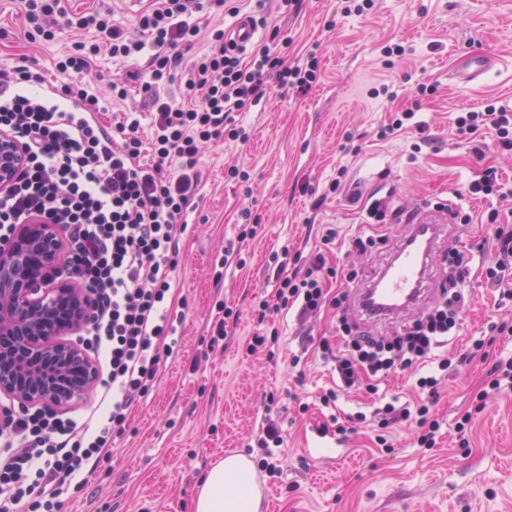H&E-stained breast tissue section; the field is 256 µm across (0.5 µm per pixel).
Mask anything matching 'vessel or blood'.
<instances>
[{
  "label": "vessel or blood",
  "instance_id": "vessel-or-blood-1",
  "mask_svg": "<svg viewBox=\"0 0 512 512\" xmlns=\"http://www.w3.org/2000/svg\"><path fill=\"white\" fill-rule=\"evenodd\" d=\"M496 65L494 58L473 54L457 59V74L463 82H478ZM440 233L429 212H422L418 224L395 251L392 260L372 280L377 289L378 308L368 310L371 318L410 309L424 293Z\"/></svg>",
  "mask_w": 512,
  "mask_h": 512
}]
</instances>
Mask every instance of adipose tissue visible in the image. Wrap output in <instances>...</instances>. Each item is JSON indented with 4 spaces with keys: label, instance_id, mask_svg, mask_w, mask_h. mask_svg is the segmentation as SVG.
Wrapping results in <instances>:
<instances>
[{
    "label": "adipose tissue",
    "instance_id": "1",
    "mask_svg": "<svg viewBox=\"0 0 512 512\" xmlns=\"http://www.w3.org/2000/svg\"><path fill=\"white\" fill-rule=\"evenodd\" d=\"M261 489L252 462L229 455L204 474L194 500V512H259Z\"/></svg>",
    "mask_w": 512,
    "mask_h": 512
}]
</instances>
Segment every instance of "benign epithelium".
Masks as SVG:
<instances>
[{"label": "benign epithelium", "instance_id": "obj_1", "mask_svg": "<svg viewBox=\"0 0 512 512\" xmlns=\"http://www.w3.org/2000/svg\"><path fill=\"white\" fill-rule=\"evenodd\" d=\"M23 161L20 145L0 133V187ZM60 255L56 225L40 220L0 245V394L21 404H70L98 377L91 357L67 339L89 319L84 289L66 280L41 287Z\"/></svg>", "mask_w": 512, "mask_h": 512}]
</instances>
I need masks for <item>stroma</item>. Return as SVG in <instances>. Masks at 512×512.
Here are the masks:
<instances>
[{"instance_id": "35a3bbf8", "label": "stroma", "mask_w": 512, "mask_h": 512, "mask_svg": "<svg viewBox=\"0 0 512 512\" xmlns=\"http://www.w3.org/2000/svg\"><path fill=\"white\" fill-rule=\"evenodd\" d=\"M150 3L64 0L67 12L95 9L127 30ZM238 6L241 15L265 17L256 39L276 35L287 60L315 53L319 79L304 91L270 87L260 105L237 116L249 134L246 143L220 139L203 149L171 303L173 315L183 319L180 356L161 367L148 399L133 407L86 488L72 493L61 512H193L197 483L212 461L241 454L259 466L256 439L269 418L279 423L284 443L274 450L279 473L260 467L257 472L260 512H512V394L489 396L476 409L474 398L484 385L481 364L451 371L442 383L434 409L441 423L435 447H418L409 425L394 429L388 446H379L370 426L359 422L340 442L321 436L319 425L333 415L344 423L368 411L377 393L359 386L324 405L336 374L321 359L318 343L333 338L335 309L304 319L291 311L262 323L252 314L255 297L272 295L279 286L274 254L287 247L311 256L322 226L331 224L338 238L329 266L358 273L346 301L350 314L373 335L399 332L400 323L362 316L357 294L390 260L419 206L431 202L472 213L476 221L443 224L416 314L436 301L449 252L465 247L472 258L464 285L470 300L448 352L465 349L491 324H512V301L500 300L482 273L490 258L482 243L494 230L477 218L498 201L462 194L490 165L512 186V151L500 149L494 130L485 129L479 135L485 155L476 157L454 124L459 113L492 102L512 109V0H373L367 13L348 17L336 0H304L297 10L283 0H238ZM188 20L200 33L184 50L174 83L164 89L175 99L194 61L208 52L211 31L235 24L234 17L209 7ZM54 32L48 40L31 30L24 0H0V73L12 72L24 55L47 82L58 83L56 61L76 44L98 39L95 31L63 22ZM388 42L406 49L389 66L380 55ZM462 52L492 55L498 65L481 83L460 84L451 74ZM126 71L104 50L82 76L107 113L140 106L139 96L121 101L108 94L109 83ZM421 82L435 85L434 95L418 97ZM389 89L396 99L386 98ZM404 109L415 112L423 133L379 138L391 113ZM349 140L357 152H344ZM232 166L240 177L228 178ZM336 179L340 188L329 193ZM373 197L386 199L400 221L385 225L377 251L363 256L349 251L348 243L367 232L363 208ZM245 208L259 223L257 236L242 246L247 265L222 267L224 242L237 237ZM222 304L238 320L214 344L210 326ZM257 334L277 338L275 354L250 352L248 342ZM470 409L474 420L458 435L455 424Z\"/></svg>"}]
</instances>
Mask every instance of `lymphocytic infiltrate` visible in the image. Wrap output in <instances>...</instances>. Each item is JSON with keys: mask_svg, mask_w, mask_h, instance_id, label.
<instances>
[{"mask_svg": "<svg viewBox=\"0 0 512 512\" xmlns=\"http://www.w3.org/2000/svg\"><path fill=\"white\" fill-rule=\"evenodd\" d=\"M186 13L187 0H160L138 15L134 36L98 12L72 17L68 26L92 28L102 36L101 43L78 46L58 62V72L75 73V80L49 85L25 65L0 79V131L24 151L22 166L0 190V242L35 219L62 228L66 255L47 277L73 279L85 289L90 318L76 339L107 369L99 381L104 400L96 417L6 411L0 420V512H60L63 496L84 487L130 409L154 387L163 355L174 352L169 338L176 328L166 302L178 267V237L198 193L202 147L223 137L248 141L235 115L257 106L269 85L303 89L317 79L316 60L288 64L267 42L255 43L247 53L218 29L210 51L185 81L187 91L203 89L202 99L184 105L162 95L175 79L183 49L198 34ZM103 49L132 64L128 77L111 82L112 96L124 100L139 88L151 116L150 134H142L136 111L105 125L98 97L78 81ZM484 127L493 128L500 145L512 150L511 111L490 104L457 117L458 134L473 139L478 156L484 149L475 136ZM498 217L495 209L487 215L496 231L486 277L502 286L505 272L512 271V232L497 228ZM325 266L319 253L306 270L282 275L275 295L259 300L255 315L262 322L293 308L302 317L335 308L336 338L319 343L337 378L329 400L362 381L378 383L429 362L442 371L454 364L484 363L485 386L477 402L512 392V359L491 360L490 342L475 340L452 358L441 352L467 301L462 289L470 270L466 255L455 254L436 306L389 340L359 330L342 307L344 292L327 287ZM439 383L437 376L419 377L414 406L384 402L377 410L380 427L413 423L420 431L419 445L434 447L441 424L430 410Z\"/></svg>", "mask_w": 512, "mask_h": 512, "instance_id": "obj_1", "label": "lymphocytic infiltrate"}]
</instances>
